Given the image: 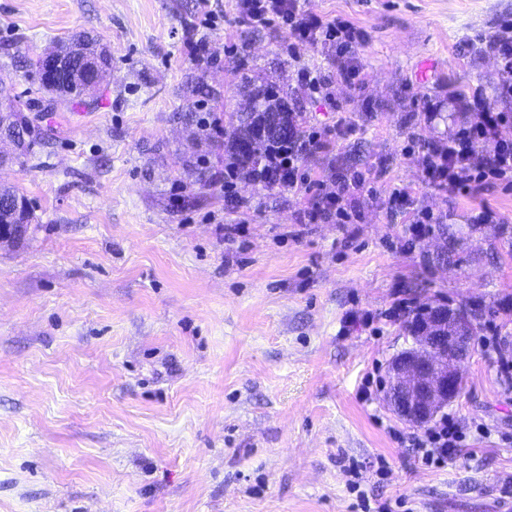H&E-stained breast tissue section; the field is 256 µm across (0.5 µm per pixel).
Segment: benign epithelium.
<instances>
[{"label": "benign epithelium", "mask_w": 512, "mask_h": 512, "mask_svg": "<svg viewBox=\"0 0 512 512\" xmlns=\"http://www.w3.org/2000/svg\"><path fill=\"white\" fill-rule=\"evenodd\" d=\"M41 60L43 82L64 96L76 79L83 78L87 86L94 87L108 72L101 54L90 55L75 42L41 55ZM410 327L414 332L412 347L388 369L392 382L388 402L400 418L422 426L439 408L460 397L466 356L452 357L449 349L469 351L471 330L461 309L443 304L429 308L424 319Z\"/></svg>", "instance_id": "obj_1"}]
</instances>
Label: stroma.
I'll return each mask as SVG.
<instances>
[{
	"mask_svg": "<svg viewBox=\"0 0 512 512\" xmlns=\"http://www.w3.org/2000/svg\"><path fill=\"white\" fill-rule=\"evenodd\" d=\"M201 3L0 0V106L38 131L29 162L0 168L35 226L0 244V512H360L354 480L393 512H512V390L497 374L512 359V191L456 194L422 172L475 87L512 116L484 42L512 0H308L366 32L357 92L322 50L293 61L282 24L239 23L234 0L191 59ZM79 31L112 72L63 104L35 61ZM301 62L355 123L301 161L327 192L329 172L368 173L348 224L298 223L316 192L243 176V207H226L230 115L249 99L272 90L306 126L335 123ZM484 209L491 221L472 223ZM423 212L441 221L418 238ZM403 297L485 312L446 412L489 434L463 437L443 468L389 434L425 432L385 401L386 366L412 345L406 319L384 316Z\"/></svg>",
	"mask_w": 512,
	"mask_h": 512,
	"instance_id": "35a3bbf8",
	"label": "stroma"
}]
</instances>
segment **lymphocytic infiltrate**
Wrapping results in <instances>:
<instances>
[{
	"instance_id": "1",
	"label": "lymphocytic infiltrate",
	"mask_w": 512,
	"mask_h": 512,
	"mask_svg": "<svg viewBox=\"0 0 512 512\" xmlns=\"http://www.w3.org/2000/svg\"><path fill=\"white\" fill-rule=\"evenodd\" d=\"M241 21L254 28L274 23L286 24L293 40V52L311 46H331L336 50L333 64L337 81L350 90L362 85L358 49L365 38L352 22L326 19L308 9L304 0H235ZM468 108L466 125L449 136L447 144L430 143L422 158L423 173L428 183L452 192L468 193L489 183L512 188V140L503 138L504 113L486 101L482 89H475ZM355 129L350 117L339 116L334 127L310 132L308 136L289 140L281 153L273 155L248 173L249 178L266 188L294 195L305 192L307 179L300 173L303 153L326 150L332 141ZM368 184L365 174L354 173L341 178L336 191L319 195L310 208L298 216L299 223L313 224L334 217L348 219L356 191ZM460 438L458 423L451 417L441 418L424 436H410L412 451L425 464L447 465Z\"/></svg>"
}]
</instances>
